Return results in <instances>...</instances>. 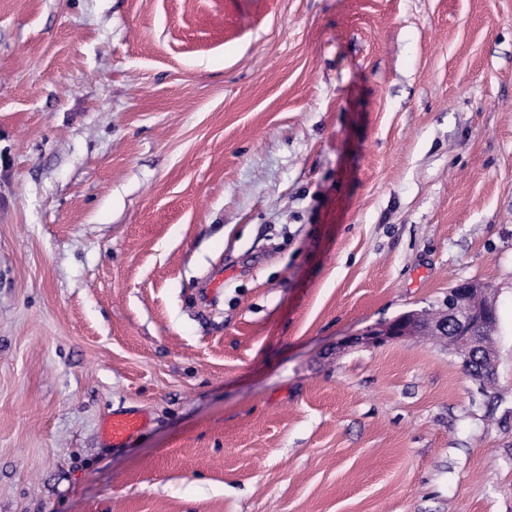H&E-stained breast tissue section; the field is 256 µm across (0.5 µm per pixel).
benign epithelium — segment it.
<instances>
[{
    "instance_id": "obj_1",
    "label": "benign epithelium",
    "mask_w": 512,
    "mask_h": 512,
    "mask_svg": "<svg viewBox=\"0 0 512 512\" xmlns=\"http://www.w3.org/2000/svg\"><path fill=\"white\" fill-rule=\"evenodd\" d=\"M497 315L489 289L477 281L459 282L448 289V311L429 322L415 312L404 313L390 321L367 327L354 338L336 346L341 350L353 345L380 346L412 336H442L448 345L462 351L468 362L486 373L492 366L489 353L476 328L487 318Z\"/></svg>"
}]
</instances>
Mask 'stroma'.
<instances>
[{
  "instance_id": "stroma-1",
  "label": "stroma",
  "mask_w": 512,
  "mask_h": 512,
  "mask_svg": "<svg viewBox=\"0 0 512 512\" xmlns=\"http://www.w3.org/2000/svg\"><path fill=\"white\" fill-rule=\"evenodd\" d=\"M0 512H512V0H0ZM489 289L477 281L459 282L448 290V311L429 322L423 321L416 312L404 313L390 321L367 327L354 338L336 346L337 350L353 345L380 346L390 341L403 340L412 336H443L448 345L462 351L482 374L492 366L493 356L489 353L482 336L492 342L495 320L485 323L481 335L476 328L487 318L497 315L496 304L489 295ZM475 297L484 298L479 306ZM487 359V363L483 361ZM147 424V418L137 413H114L103 426V438L112 446H120Z\"/></svg>"
}]
</instances>
